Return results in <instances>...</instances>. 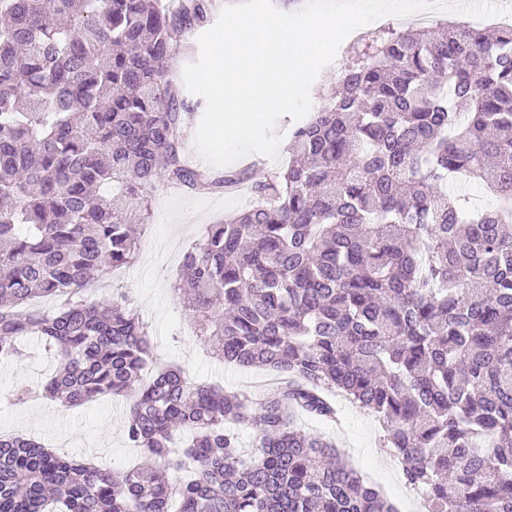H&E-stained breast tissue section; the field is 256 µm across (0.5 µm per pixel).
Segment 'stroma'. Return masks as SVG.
I'll use <instances>...</instances> for the list:
<instances>
[{
  "label": "stroma",
  "instance_id": "stroma-1",
  "mask_svg": "<svg viewBox=\"0 0 512 512\" xmlns=\"http://www.w3.org/2000/svg\"><path fill=\"white\" fill-rule=\"evenodd\" d=\"M294 123L283 116L276 131L283 140L278 159L247 166V178L234 194H196L165 183L153 191L150 210L138 227L139 257L130 266L113 270L101 281L96 299L127 293L149 327L152 357L148 371L166 365L181 366L197 382L217 383L229 391H244L261 400L267 372L244 370L219 361L197 336V329L173 293L184 253L201 239L207 225L246 207L254 198V185L287 166L291 155L290 135ZM28 359L17 365H0V434L33 437L51 445L58 453L88 458L113 470L135 465L140 453L128 445L124 433V406L107 397L79 408L40 399L24 404L11 401L16 386L43 382L55 361L43 343L33 337L22 340ZM342 422L329 427L302 419L298 425L309 433H327L337 448L363 478L375 486L398 512H413L417 489L408 485L401 463L385 448L384 429L377 415L347 399H340Z\"/></svg>",
  "mask_w": 512,
  "mask_h": 512
}]
</instances>
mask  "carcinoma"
<instances>
[{"label":"carcinoma","mask_w":512,"mask_h":512,"mask_svg":"<svg viewBox=\"0 0 512 512\" xmlns=\"http://www.w3.org/2000/svg\"><path fill=\"white\" fill-rule=\"evenodd\" d=\"M213 0H0V364L19 338L54 374L13 399L126 400L142 462L112 473L0 435V512H395L336 444L334 394L374 412L428 512H512V28L373 31L297 158L210 224L173 292L221 361L279 381L256 402L151 354L131 298L86 288L133 264L127 213L157 184L214 194L165 66ZM478 182L498 203L474 208ZM67 297L53 311L21 309ZM254 428L256 450L238 446Z\"/></svg>","instance_id":"obj_1"}]
</instances>
